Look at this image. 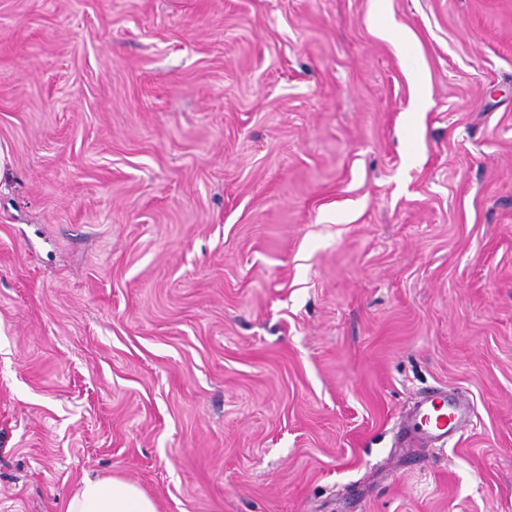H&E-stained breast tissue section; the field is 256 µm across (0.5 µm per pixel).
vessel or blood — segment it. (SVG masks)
I'll use <instances>...</instances> for the list:
<instances>
[{"instance_id": "vessel-or-blood-1", "label": "vessel or blood", "mask_w": 512, "mask_h": 512, "mask_svg": "<svg viewBox=\"0 0 512 512\" xmlns=\"http://www.w3.org/2000/svg\"><path fill=\"white\" fill-rule=\"evenodd\" d=\"M471 422L467 399L444 393L420 400L406 416L404 428L414 442L442 445Z\"/></svg>"}]
</instances>
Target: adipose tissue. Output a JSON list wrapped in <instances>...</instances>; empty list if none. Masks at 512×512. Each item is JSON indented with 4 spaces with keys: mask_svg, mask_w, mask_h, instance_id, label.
Listing matches in <instances>:
<instances>
[{
    "mask_svg": "<svg viewBox=\"0 0 512 512\" xmlns=\"http://www.w3.org/2000/svg\"><path fill=\"white\" fill-rule=\"evenodd\" d=\"M65 512H158L155 501L136 484L114 477L84 476Z\"/></svg>",
    "mask_w": 512,
    "mask_h": 512,
    "instance_id": "ef3b65f1",
    "label": "adipose tissue"
}]
</instances>
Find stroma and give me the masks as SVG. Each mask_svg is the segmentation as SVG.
Segmentation results:
<instances>
[{"mask_svg": "<svg viewBox=\"0 0 512 512\" xmlns=\"http://www.w3.org/2000/svg\"><path fill=\"white\" fill-rule=\"evenodd\" d=\"M94 473L512 512V0H0V512ZM440 416L444 418L439 420ZM471 422L472 408L467 399L444 393L420 400L406 416L404 429L413 442L444 446Z\"/></svg>", "mask_w": 512, "mask_h": 512, "instance_id": "35a3bbf8", "label": "stroma"}]
</instances>
